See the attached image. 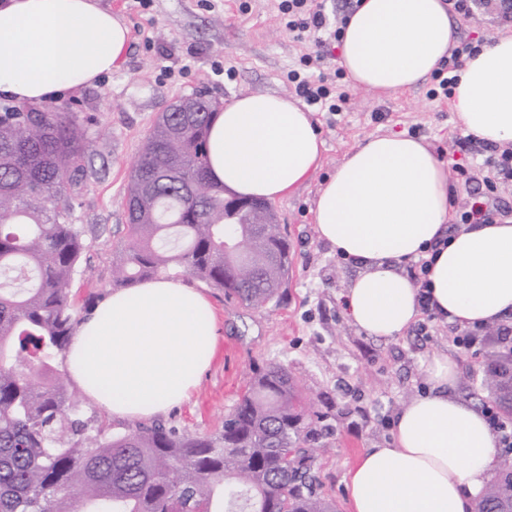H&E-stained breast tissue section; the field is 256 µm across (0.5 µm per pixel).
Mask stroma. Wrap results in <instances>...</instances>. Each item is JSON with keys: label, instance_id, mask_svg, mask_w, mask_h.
<instances>
[{"label": "stroma", "instance_id": "obj_1", "mask_svg": "<svg viewBox=\"0 0 512 512\" xmlns=\"http://www.w3.org/2000/svg\"><path fill=\"white\" fill-rule=\"evenodd\" d=\"M123 17L129 52L120 70L99 83L57 96L78 112L95 138L93 174L74 202L88 248L72 283L79 313L111 293L112 250L125 236L123 197L131 166L156 115L171 101L196 91L227 105L245 94L294 95L286 79L313 37L298 40L281 24L279 0H99ZM247 11H240V4ZM462 41L493 39L501 21L496 0L472 16L455 14ZM349 109L315 115L324 143L312 176L273 207L284 224L292 265L285 288L263 310L227 306L222 290L207 289L218 320L217 351L189 400L162 415V422L191 434L219 430L255 372L283 364L310 400L308 420L321 434L316 468L323 494L337 512H349L345 475L368 448L386 445L400 408L423 392L421 365L430 353L453 355L470 373L459 392L478 407L489 403L479 388L485 350L462 352L453 341L458 326L431 320L386 340L365 335L345 317L342 296L356 270L315 231L313 210L322 183L345 154L365 138L404 133L422 139L449 159L454 207L462 209L481 191L491 169L484 156L463 155L455 146L464 131L451 102L429 96V85L388 98L341 80ZM383 111L384 120L374 118Z\"/></svg>", "mask_w": 512, "mask_h": 512}]
</instances>
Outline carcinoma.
Returning a JSON list of instances; mask_svg holds the SVG:
<instances>
[{
	"label": "carcinoma",
	"instance_id": "cac0c4a2",
	"mask_svg": "<svg viewBox=\"0 0 512 512\" xmlns=\"http://www.w3.org/2000/svg\"><path fill=\"white\" fill-rule=\"evenodd\" d=\"M216 113L159 114L123 202L162 173L147 206L125 225L111 288L188 275L259 309L288 275V237L269 223H224V188L207 174ZM88 126L66 106L0 112V512H336L320 491L304 423L307 401L290 372L257 371L215 434L161 422L109 433L56 376L81 317L70 288L86 248L74 200L89 177ZM198 181L208 192L184 191ZM482 386L512 414V352H492ZM512 509L504 455L475 512Z\"/></svg>",
	"mask_w": 512,
	"mask_h": 512
}]
</instances>
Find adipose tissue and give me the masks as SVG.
I'll return each mask as SVG.
<instances>
[{"mask_svg": "<svg viewBox=\"0 0 512 512\" xmlns=\"http://www.w3.org/2000/svg\"><path fill=\"white\" fill-rule=\"evenodd\" d=\"M457 26L442 0H361L348 15L338 64L351 86L390 97L417 87L447 57ZM130 31L97 0H0V98L22 104L97 83L123 65ZM453 110L476 138L512 147V27L467 59ZM312 112L278 93L248 94L211 124V178L276 201L322 162ZM448 161L420 139L374 135L350 150L319 188L314 223L357 269L344 294L350 322L368 336H401L422 314L405 272L429 258L430 307L463 328L512 315V218L449 232ZM203 292L150 279L112 292L78 325L67 369L84 393L130 421L188 400L217 344ZM429 388L398 411L391 442L348 470L350 512H475L499 459L485 413L458 392L459 368L435 352L422 362Z\"/></svg>", "mask_w": 512, "mask_h": 512, "instance_id": "1", "label": "adipose tissue"}]
</instances>
